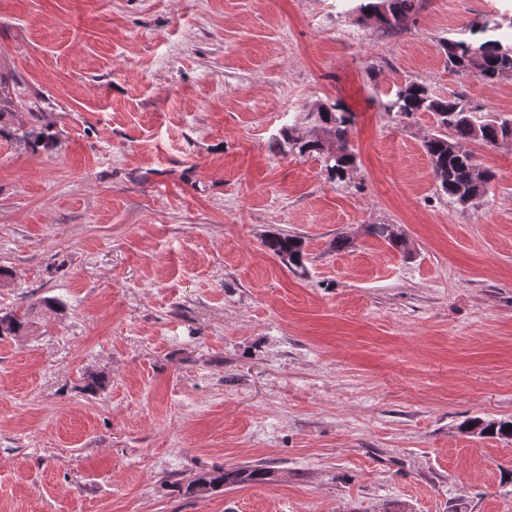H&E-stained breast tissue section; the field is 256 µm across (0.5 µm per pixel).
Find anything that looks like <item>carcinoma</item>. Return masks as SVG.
I'll list each match as a JSON object with an SVG mask.
<instances>
[{
	"label": "carcinoma",
	"instance_id": "obj_1",
	"mask_svg": "<svg viewBox=\"0 0 512 512\" xmlns=\"http://www.w3.org/2000/svg\"><path fill=\"white\" fill-rule=\"evenodd\" d=\"M417 0H390L391 18L382 19L379 25L387 31H400L408 15L416 9ZM503 22L486 20L469 28L466 39L448 38L441 44L448 69L467 74V67L473 66L477 76L485 82L499 79L504 71L512 70V43H504L497 37ZM385 111L399 117H409L418 112L432 114L442 133L435 134L425 142L432 172L440 190L448 196V203L460 204L464 198L470 202L481 198L493 174L486 170L476 176L473 166L475 156L461 152L462 144L479 141L488 147H495L506 140H512V118L492 115L480 110H471L461 96L441 98L433 95L423 84L409 82L398 87ZM354 123L353 115L337 104L318 110L312 124L329 136L344 141V153L331 155L325 143L311 135L306 123H293L281 130L277 144L299 155L322 154L329 177L343 179L345 171L355 164L356 154L349 144V133ZM369 232L388 241L395 247L405 246L403 239L394 234L388 224H373ZM263 245L289 267L304 268V243L300 236L273 234L263 240ZM30 308L23 312L13 310L0 316V336H18L27 330ZM468 430H479L485 437L512 439V419L485 420L475 417L464 424ZM270 469L264 465H243L231 469H219L201 474L187 487V493L199 495L224 486L260 483L269 480Z\"/></svg>",
	"mask_w": 512,
	"mask_h": 512
}]
</instances>
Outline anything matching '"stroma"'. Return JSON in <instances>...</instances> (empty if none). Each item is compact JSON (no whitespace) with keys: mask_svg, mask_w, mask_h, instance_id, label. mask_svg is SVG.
Instances as JSON below:
<instances>
[{"mask_svg":"<svg viewBox=\"0 0 512 512\" xmlns=\"http://www.w3.org/2000/svg\"><path fill=\"white\" fill-rule=\"evenodd\" d=\"M491 15L512 0H419L399 33L351 0H0V314L36 307L0 336V512H512V442L461 428L512 419V142L467 143L493 177L452 205L432 115L385 110L416 82L512 116V73L441 52ZM317 103L354 117L340 181L276 144ZM263 245L289 267L304 268V243L300 236L285 233L273 234L263 240ZM269 475L270 469L260 464L223 468L201 474L187 487L186 492L199 495L224 486L265 482L269 480Z\"/></svg>","mask_w":512,"mask_h":512,"instance_id":"obj_1","label":"stroma"}]
</instances>
